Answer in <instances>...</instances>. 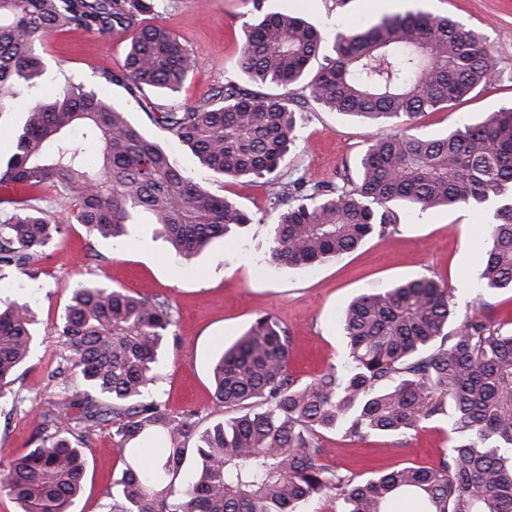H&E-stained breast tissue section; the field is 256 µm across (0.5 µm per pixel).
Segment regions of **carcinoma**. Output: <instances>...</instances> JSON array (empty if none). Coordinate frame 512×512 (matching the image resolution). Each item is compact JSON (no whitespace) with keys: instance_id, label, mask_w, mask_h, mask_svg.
I'll return each mask as SVG.
<instances>
[{"instance_id":"cac0c4a2","label":"carcinoma","mask_w":512,"mask_h":512,"mask_svg":"<svg viewBox=\"0 0 512 512\" xmlns=\"http://www.w3.org/2000/svg\"><path fill=\"white\" fill-rule=\"evenodd\" d=\"M160 0H0V113L24 102L14 152L0 158V188L55 190L71 224L120 243L145 216L190 261L253 218L185 175L128 111L70 81L50 100L30 96L46 72L37 46L80 28L133 32L123 65L102 78L138 101L147 89L178 93L196 57L151 22ZM259 12L244 28L240 66L254 83H227L206 99L149 112L169 139L215 174L263 178L296 144L295 91L319 106L386 127L341 185L299 177L271 193L269 265L309 269L394 229L393 207L497 204L478 287L512 291V107L428 136L418 118L488 85L497 70L482 37L419 9L384 16L326 40L303 18ZM0 289L8 272L48 259L67 225L28 199H0ZM29 301H0V399L35 348ZM338 365L308 382L289 374L291 336L268 315L213 359L221 416L174 412L151 391L176 325L172 306L87 280L73 289L61 333L85 389L74 425L43 416L35 446L0 467V488L22 512H70L82 493L84 450L116 425L123 468L107 512H308L331 496L340 512H512V330L489 315H462L450 290L421 276L354 299L339 319ZM448 417L437 464L359 480L321 463L320 437H405Z\"/></svg>"}]
</instances>
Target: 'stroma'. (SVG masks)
Returning a JSON list of instances; mask_svg holds the SVG:
<instances>
[{"mask_svg":"<svg viewBox=\"0 0 512 512\" xmlns=\"http://www.w3.org/2000/svg\"><path fill=\"white\" fill-rule=\"evenodd\" d=\"M268 11H288L315 24L326 36L362 26L385 15L421 9L447 15L484 38L496 61L497 76L476 96L452 109L427 113L416 131L436 135L484 113L512 104V0H264ZM256 13L252 0H162L157 23L171 29L198 60L176 98L148 92L146 106L160 112L173 100L197 102L211 88L235 82L249 85L239 64L240 35ZM130 39L71 29L50 36L38 52L47 71L38 93L54 97L70 80L92 85L113 105L128 110L146 136L163 144L180 167L213 193L246 211L254 220L242 236L215 241L185 272L166 253L150 224L130 226L123 244L91 241L82 225H69L47 247L48 260L35 272H12L6 297L31 296L29 318L38 346L17 373L12 392L18 406L0 408V460L31 442L42 413L52 411L66 392L83 381L70 371L68 384L54 373L70 352L59 334L61 317L78 282L95 279L115 288L167 301L176 319L178 340L169 344L158 394L170 409H191L203 421L213 415L210 365L220 343L234 342L261 315L276 318L292 338L290 374L309 381L338 364L344 352L339 317L356 296L391 283L427 276L451 288L459 313L485 312L512 320L511 292H482L477 275L487 247L484 226L492 209L467 207L427 210L396 208L395 231L376 235L356 251L311 270L276 268L267 262L269 239L264 220L268 191L262 180L214 175L183 145L168 141L152 123L145 106L125 89L104 84L101 75L122 65ZM297 146L280 169L282 180L305 177L310 183L338 184L354 171L359 155L379 133L378 125L321 108L305 90L297 91ZM113 429L104 425L87 445L84 492L73 512H103L104 492L122 465L112 445ZM448 445L446 419L423 421L395 451L387 438L363 441L328 433L322 439L324 464L358 475L404 465L438 462Z\"/></svg>","mask_w":512,"mask_h":512,"instance_id":"stroma-1","label":"stroma"}]
</instances>
